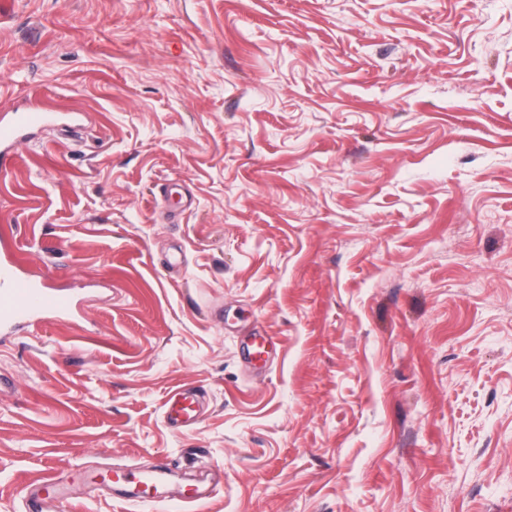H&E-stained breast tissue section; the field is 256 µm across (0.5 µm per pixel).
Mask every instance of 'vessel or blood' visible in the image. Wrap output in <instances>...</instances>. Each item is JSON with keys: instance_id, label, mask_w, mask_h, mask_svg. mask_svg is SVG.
I'll return each mask as SVG.
<instances>
[{"instance_id": "1", "label": "vessel or blood", "mask_w": 512, "mask_h": 512, "mask_svg": "<svg viewBox=\"0 0 512 512\" xmlns=\"http://www.w3.org/2000/svg\"><path fill=\"white\" fill-rule=\"evenodd\" d=\"M52 118L43 106L30 105L14 112L9 118L0 119V166L9 167L13 161V148L27 134L47 125ZM72 298L64 293L46 288L27 276L18 259L0 261V329H23L40 323L45 317L66 319L73 315ZM200 405L197 393L177 391L165 403V417L170 425L178 426L194 420ZM112 482L124 485L136 481L142 495H150L163 481L166 469L162 464L130 473L126 468L111 470Z\"/></svg>"}]
</instances>
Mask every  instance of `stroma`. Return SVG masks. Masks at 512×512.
<instances>
[{
	"label": "stroma",
	"mask_w": 512,
	"mask_h": 512,
	"mask_svg": "<svg viewBox=\"0 0 512 512\" xmlns=\"http://www.w3.org/2000/svg\"><path fill=\"white\" fill-rule=\"evenodd\" d=\"M35 102L0 251L78 313L0 338V512H170L101 479L158 459L190 512H512V0H9ZM199 405L200 398L194 391L174 392L165 403V417L172 426L191 422L197 415Z\"/></svg>",
	"instance_id": "35a3bbf8"
}]
</instances>
